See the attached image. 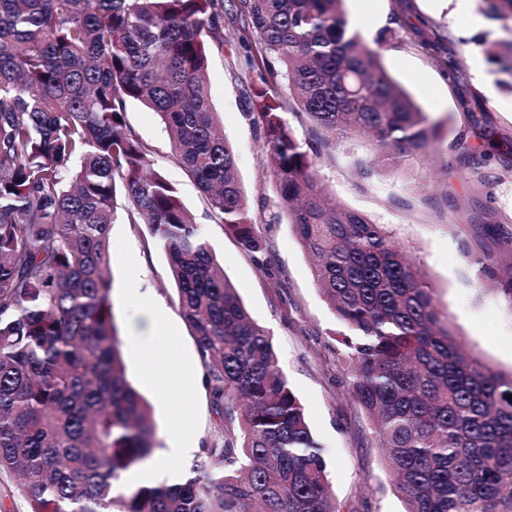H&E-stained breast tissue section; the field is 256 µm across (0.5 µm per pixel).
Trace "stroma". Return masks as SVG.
Masks as SVG:
<instances>
[{
    "instance_id": "1",
    "label": "stroma",
    "mask_w": 512,
    "mask_h": 512,
    "mask_svg": "<svg viewBox=\"0 0 512 512\" xmlns=\"http://www.w3.org/2000/svg\"><path fill=\"white\" fill-rule=\"evenodd\" d=\"M456 0H413V13L440 25L461 69L448 78L441 63L410 43L394 39L381 46V62L430 122L439 126L444 149L421 164L391 174L362 178L356 162L369 161L366 140L345 142L334 161L320 164L328 191L349 208L385 225L422 269L435 290L440 310L462 347L480 363L502 373L512 372V303L493 284L481 281L466 246L478 233L479 222L500 224L512 232V76L497 72L488 53L493 44L512 40V19L488 13L484 0H469V15L461 17ZM394 0H345L346 14L361 12L359 32L374 41L389 22ZM238 42L225 33L222 48L210 55V97L217 119L231 142L242 187L250 203L264 202L265 213L278 210L273 179L254 147L248 119L257 111L242 90L253 73L237 63ZM486 117L475 127L469 112ZM127 121L150 147V160L178 189L194 211L202 231L224 261V273L233 283L253 319L267 330L279 365L306 406L315 437L328 457L329 480L338 512H402L403 504L383 463L369 421L349 388L350 374L334 331L336 320L312 277L310 257L287 223L261 224L258 230L270 245L271 274H262L242 253L222 224L206 215L207 204L195 182L173 160L168 136L158 116L138 103H130ZM479 146L492 142L490 183L474 191L466 168L448 170V202L463 217L461 226L438 220L419 202L441 165L449 160V147L458 135ZM401 201L388 203V194ZM146 225L117 221L111 229V300L120 336L128 334V311L120 299L122 285L146 281L165 311L175 335L169 360L176 369H189L195 378L179 392L162 396L155 386L137 375L135 356L123 346L126 375L151 404L159 441L156 455L166 450L164 436L170 411L189 416L199 443L209 442L213 418L205 390L198 381L203 368L190 330L181 317L177 293L169 279L161 249L149 246Z\"/></svg>"
}]
</instances>
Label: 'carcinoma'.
Segmentation results:
<instances>
[{
	"mask_svg": "<svg viewBox=\"0 0 512 512\" xmlns=\"http://www.w3.org/2000/svg\"><path fill=\"white\" fill-rule=\"evenodd\" d=\"M343 0H0V477L28 512H337L327 460L272 339L251 317L195 215L126 120L139 102L210 216L267 273L268 243L210 103V47L236 31L255 72L248 112L280 212L332 310L350 388L404 512H512V374L468 357L433 289L384 229L336 203L319 160L371 137L381 169L421 163L437 129L347 29ZM397 9L403 37L456 76L449 37ZM489 60L512 73V41ZM300 121L296 130L288 115ZM454 158L489 183L490 156ZM166 256L194 337L214 434L186 480L120 491L153 453L150 405L126 377L109 278L117 198ZM473 265L512 302L493 252Z\"/></svg>",
	"mask_w": 512,
	"mask_h": 512,
	"instance_id": "obj_1",
	"label": "carcinoma"
}]
</instances>
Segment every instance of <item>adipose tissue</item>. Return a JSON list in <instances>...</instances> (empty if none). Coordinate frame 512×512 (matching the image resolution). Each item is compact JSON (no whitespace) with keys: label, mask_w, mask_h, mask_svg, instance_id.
<instances>
[{"label":"adipose tissue","mask_w":512,"mask_h":512,"mask_svg":"<svg viewBox=\"0 0 512 512\" xmlns=\"http://www.w3.org/2000/svg\"><path fill=\"white\" fill-rule=\"evenodd\" d=\"M124 298L133 313L129 321V344L136 355L141 378L151 383H163L169 391H176L183 382L182 375L164 370L162 363L171 347L174 335L159 303L151 289L142 281H128ZM198 440L191 424L184 418L168 420L165 457H151L138 469L140 482L152 484L169 472L168 461L181 460L191 456Z\"/></svg>","instance_id":"obj_1"}]
</instances>
